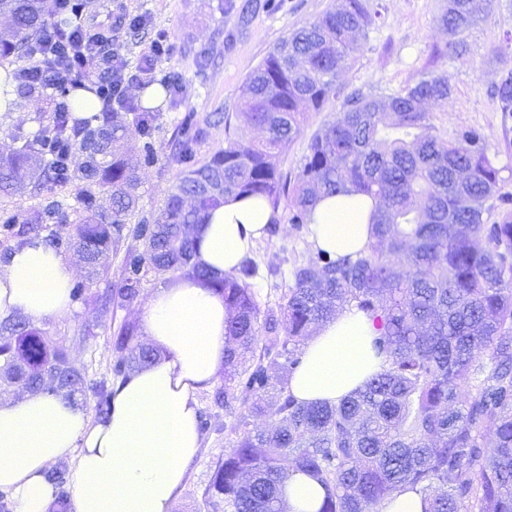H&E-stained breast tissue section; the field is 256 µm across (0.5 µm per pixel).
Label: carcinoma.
<instances>
[{
	"label": "carcinoma",
	"instance_id": "cac0c4a2",
	"mask_svg": "<svg viewBox=\"0 0 512 512\" xmlns=\"http://www.w3.org/2000/svg\"><path fill=\"white\" fill-rule=\"evenodd\" d=\"M498 0H446L439 25L448 47L466 46L467 32ZM83 0H62L53 22L43 0H0L11 20L0 30V57L21 62L35 40L65 42L83 27ZM380 12L370 0H339L319 17L294 29L247 76L239 107L262 140L231 135L227 145L197 160L199 131L187 115L175 154L185 164L160 216L139 212V170L154 163L151 146L157 113L134 104V117L100 96L95 85L60 88L52 104L70 111L60 126L27 136L0 159V195L23 194L47 184L69 187L83 211L67 237L45 243L75 252L90 279L100 256L120 251L118 284L92 296L102 313L138 303L150 276L182 272L217 287L229 312L225 324L224 386L216 402L224 408L241 397L255 402L231 428L235 440L216 462L205 501L224 512H288L282 487L296 471L325 489L319 512H377L386 499L417 494L423 512H512V198L501 193L506 167L484 133L475 128L443 138L424 108L451 93L448 76L425 72L397 94L344 93L340 83L354 54L368 40ZM95 96L100 124L74 116L73 94ZM493 95L512 117V68H504ZM341 100L342 117L310 138L294 174L280 156L300 135L305 114ZM66 145L71 162L46 158L45 137ZM143 146L132 154L131 140ZM110 192L112 207L97 210V191ZM356 193L373 202L370 240L354 256L314 253L295 266L292 286L275 307L262 309L245 279L256 274L250 259L224 279L193 264V234L230 195L260 197L273 211L288 209V223H311L316 204L328 195ZM499 202L498 220L485 214ZM57 200L21 219L0 216V227L21 248L35 224L67 222ZM354 306L368 315L378 336L372 350L382 369L336 404L305 403L276 375L279 359L292 372L313 331ZM112 371L124 377L156 359L153 348L135 343L138 327L117 328ZM67 337L51 339L21 314L0 322V383L66 399L96 396L100 417L108 414L107 381L87 380L69 366ZM250 356H245V353ZM276 392L265 410L264 394ZM269 414L264 429L250 418Z\"/></svg>",
	"mask_w": 512,
	"mask_h": 512
}]
</instances>
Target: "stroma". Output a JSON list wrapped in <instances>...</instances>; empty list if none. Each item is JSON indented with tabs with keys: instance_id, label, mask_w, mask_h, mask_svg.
I'll use <instances>...</instances> for the list:
<instances>
[{
	"instance_id": "1",
	"label": "stroma",
	"mask_w": 512,
	"mask_h": 512,
	"mask_svg": "<svg viewBox=\"0 0 512 512\" xmlns=\"http://www.w3.org/2000/svg\"><path fill=\"white\" fill-rule=\"evenodd\" d=\"M263 0H89L94 26L108 29L111 48L120 50L130 68L141 65L144 53L158 32H167L173 45L170 57L158 60L156 76L176 71L181 90L166 98L157 109L152 143L158 157L156 165L141 171L143 214L158 215L168 191L176 184L181 165L172 159L170 143L186 113L197 116L203 130L194 150L203 159L224 148V125L214 122L215 112L236 110L245 77L288 34L333 6L334 0H281L278 10L262 7ZM381 13L367 43L356 53L345 70L342 83L346 90L360 89L375 94L399 93L414 84L421 73H446L452 92L441 102L427 103L435 126L444 137H453L462 128L480 129L499 152L504 167L502 189L512 195V124L503 125L501 114L490 94L503 67H512V0H500L487 17L472 28L467 46L456 52L447 49V35L437 19L441 0H373ZM129 14L145 16L147 22L137 29L116 26L117 17ZM340 102H329L322 111L307 113L304 130L282 156V167L294 172L300 167L310 135L324 122L336 119ZM52 112L45 96L31 95L21 106L0 112V157L16 148L15 132L38 133L51 123ZM309 227L278 224L251 255L258 266L257 275L248 282L260 306H274L292 283L291 270L307 260L312 249ZM68 261L75 270L74 280L86 290L85 296L72 300L70 311L41 322L49 336H69L70 364L87 371L93 378L107 373L115 361L113 336L123 321H140L143 303L162 285L175 282V275L148 277L141 288L142 302L129 309L115 311L113 317H100L88 300L91 292L101 291L116 282L118 260L107 255L103 264L108 277L89 280L76 256ZM211 391L198 394L204 424L202 447L188 468L187 482L174 512H213L204 501L215 463L235 436L229 425L234 414L247 412L249 406L236 401L233 414L214 406Z\"/></svg>"
}]
</instances>
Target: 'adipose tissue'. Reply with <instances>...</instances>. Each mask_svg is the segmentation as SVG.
Segmentation results:
<instances>
[{"label":"adipose tissue","mask_w":512,"mask_h":512,"mask_svg":"<svg viewBox=\"0 0 512 512\" xmlns=\"http://www.w3.org/2000/svg\"><path fill=\"white\" fill-rule=\"evenodd\" d=\"M371 209L364 196L322 199L310 224L312 250L335 257L363 249ZM274 217L264 199L226 198L194 227V263L219 278L235 274L267 238ZM73 279L61 254L33 241L0 266V320L65 314ZM226 317L224 297L210 285L185 278L158 287L141 331L159 357L113 387L105 419L46 391L0 399V491L11 494L15 512H48L55 487L45 472L66 458L74 462L70 512H172L202 446L196 395L224 368ZM375 334L365 313L343 310L304 345L289 392L303 402L333 404L362 387L380 369L370 349ZM324 495L301 472L283 490L289 512H319Z\"/></svg>","instance_id":"ef3b65f1"}]
</instances>
